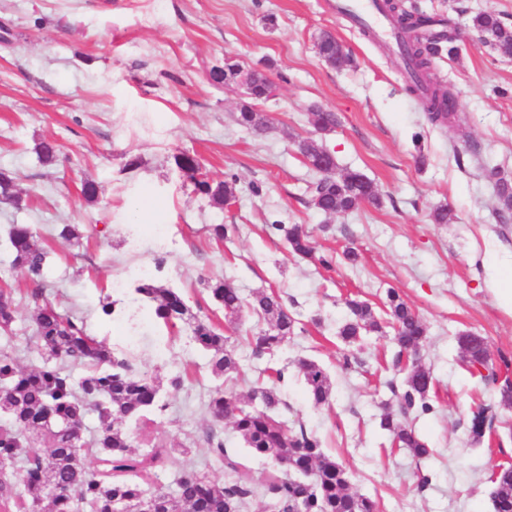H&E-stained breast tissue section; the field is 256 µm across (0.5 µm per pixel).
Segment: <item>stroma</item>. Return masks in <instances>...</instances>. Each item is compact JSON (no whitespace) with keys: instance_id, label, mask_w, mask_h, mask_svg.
Returning a JSON list of instances; mask_svg holds the SVG:
<instances>
[{"instance_id":"obj_1","label":"stroma","mask_w":512,"mask_h":512,"mask_svg":"<svg viewBox=\"0 0 512 512\" xmlns=\"http://www.w3.org/2000/svg\"><path fill=\"white\" fill-rule=\"evenodd\" d=\"M420 13L449 23L459 53L440 56L433 72L456 98L458 119L429 124L390 41L367 38L332 8L334 0H0V172L12 178L22 205L0 200V231L28 224L51 247L46 295L66 315L84 320L89 334L122 346L140 369L165 387L168 404L145 432L189 445L157 469L154 482L173 489L177 478L203 471L217 481L228 470L212 463L197 438L210 425L215 380L189 329L169 332L140 316L104 320L98 299L114 277L132 283L158 267V279L182 292L199 318L223 330L241 362L224 386L246 393L268 363L287 367L290 428L305 426L341 462L349 490L377 501L379 512H492L494 472L512 465V408L501 411L494 435L471 441L467 422L478 402L496 400L461 362L458 339L482 336L492 356L512 355V311L489 275L491 262H512V223L498 224L496 181L512 183V57L498 55L471 28L473 15L496 13L512 25V0H410ZM275 24H268L267 16ZM329 31L351 56L333 67L317 53L316 37ZM233 57L266 67L275 100L257 103L264 132L240 129L234 116L243 98L213 83L212 69ZM334 112L336 126L319 133L317 109ZM315 139L335 157L337 172L365 175L378 204L328 215L310 204L318 175L297 152ZM56 141L60 160L41 164L35 151ZM472 144L475 154L456 157ZM194 154L207 178L234 182L232 199L213 205L196 192L176 164ZM495 170L497 179L486 176ZM98 186L94 200L84 182ZM450 220L433 223L436 208ZM300 224L318 251L336 256L325 270L291 255L269 235L268 224ZM76 225L79 245L57 237ZM212 224H236L239 234L215 242ZM354 249L357 265L343 252ZM0 251V284L18 302L13 337L0 353L25 366L40 356L26 341L32 329L29 284ZM232 279L244 296L276 291L303 324L273 358H258L246 341L257 317L225 316L210 299L205 279ZM397 289L422 317L426 337L420 363L435 384L432 413L412 422L433 453L417 459L393 447L379 426L380 406L392 400L384 361L396 349L392 329L362 344L342 341L346 299L381 308ZM323 365L331 378L329 405H311L297 377L298 359ZM185 384L168 391L170 377ZM229 451L254 488L239 512H267L266 484L276 465L251 454L231 422L221 426ZM429 475L420 486V475Z\"/></svg>"}]
</instances>
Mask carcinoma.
<instances>
[{"label":"carcinoma","mask_w":512,"mask_h":512,"mask_svg":"<svg viewBox=\"0 0 512 512\" xmlns=\"http://www.w3.org/2000/svg\"><path fill=\"white\" fill-rule=\"evenodd\" d=\"M400 15L397 25L404 33L402 49L412 73L426 87L425 112L428 121L443 126L455 116L454 94L433 78V61L443 53H457L456 35L432 29L434 21L406 3L394 4ZM472 29L487 40L504 57L512 56V28L497 15L481 12L471 18ZM319 55L335 60L340 67L349 61L343 46L328 32L317 38ZM258 99L267 98L271 85L266 71H251ZM242 129L260 132L266 127V116L244 102L235 114ZM312 123L320 133L336 126V115L330 111L312 113ZM297 150L313 170L334 169L331 153L313 139H302ZM36 152L44 164L57 160V145L43 140ZM177 166L191 181L195 190L218 206L233 195V183L214 181L198 175L199 161L190 153L177 157ZM501 203L496 212L499 223L512 219V186L497 180ZM320 198V211L326 214L349 212L365 202H378L371 182H362L358 173L348 171L332 180L321 175L313 186ZM269 229L283 236L288 250L296 257L329 268L332 259L316 255L308 233L299 224H271ZM5 243L13 256L12 268L33 286V336L42 362L30 369L20 366L7 354L0 355V413L8 425L0 429V469L5 474L22 472V480L0 481V512H238L241 499L249 493L243 479L228 484L214 481L204 473H192L176 481L171 491L154 490L151 478L172 453H188L182 443L136 452L132 449L135 433L132 426L147 420V415L163 414L167 403L154 379L134 369L123 351L114 352L90 335L84 322L62 314L56 305L43 297V280L48 266L50 247L29 225L13 224ZM210 297L225 314L238 316L248 309L266 323L249 336L254 356L277 352L295 335L297 321L274 291L260 292L246 300L234 283L222 277L207 282ZM142 303L152 307L155 320L169 329L187 326L194 342L209 356L212 375L220 379L239 372V361L226 346L224 332L209 321L194 315L183 295L159 283L154 277L140 279L134 288ZM18 304L12 289L0 288V333H9L16 320ZM350 317L341 325L338 336L357 344L368 332H379L389 326L394 332L398 351L392 359V370L402 376L397 406H383L380 427L392 442L416 458L430 455L431 448L408 424L415 414L433 411L429 394L434 386L432 372L417 359L418 348L426 335L421 318L409 307L400 293L387 291L382 313L363 300L347 301ZM461 360L481 385L500 394L499 406H512V382H500V373L512 369V361L501 359L496 369L486 362L488 346L463 336L459 339ZM82 365L84 375L77 379L73 368ZM272 380L261 382L245 394L214 387L208 408L213 421L205 442L214 461L234 467L217 426L231 421L233 429L250 451L269 458L282 467L271 478L276 495L274 512H378L377 503L369 497L349 492L344 466L326 454L322 441L304 426L288 427L279 418L285 404L280 386L285 370L270 369ZM309 400L317 407L332 397L327 370L311 359L297 362ZM51 408L54 422L48 423L44 410ZM97 416L98 426L91 438L84 436V420L89 413ZM498 406L480 405L472 413L467 432L478 442L495 428ZM48 443L42 452L33 443ZM96 454L97 468L86 465L88 454ZM490 500L493 512H512V466H502L492 479Z\"/></svg>","instance_id":"1"}]
</instances>
